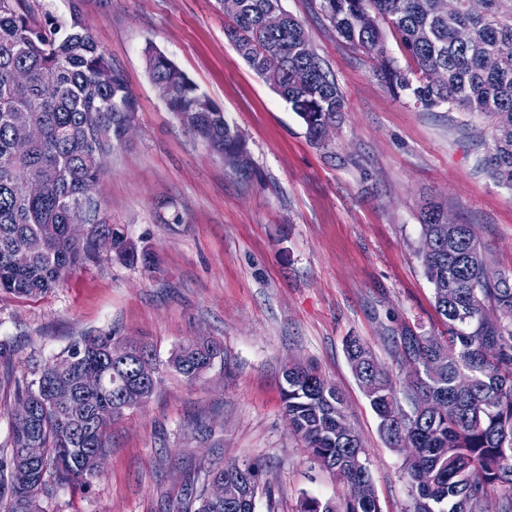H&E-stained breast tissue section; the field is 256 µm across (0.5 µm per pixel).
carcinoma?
<instances>
[{
    "instance_id": "1",
    "label": "carcinoma",
    "mask_w": 512,
    "mask_h": 512,
    "mask_svg": "<svg viewBox=\"0 0 512 512\" xmlns=\"http://www.w3.org/2000/svg\"><path fill=\"white\" fill-rule=\"evenodd\" d=\"M282 0H234L224 11V32L248 66L306 126L309 140L324 146L321 128L336 121L344 97L314 52L304 26L286 14L271 31L264 16ZM318 9L337 36L362 49L394 90L426 107L448 106L487 117L491 143L480 166L512 190V0H484L480 13L460 5L441 11L439 0H319ZM400 38L413 66L403 68L387 54L382 26ZM150 77L169 111L214 152L239 157L234 173L247 180L253 165L247 145L224 112L171 59L146 51ZM439 69L443 80L430 82ZM137 102L119 68L99 49L78 14L62 25L34 19L28 0H0V292L27 298L57 287L84 259L95 240L112 238V254L152 271L151 249L139 247L107 222L93 191L105 173L104 158L126 142ZM37 124L41 137L24 154L14 149L15 128ZM30 180L42 191L29 196ZM84 204L90 228L82 239L69 233L70 208ZM422 252L442 336H423L407 327L398 337L401 361L410 367L403 389L387 375L372 378L371 350L358 337L346 340L353 374L379 419L389 444L417 454L404 459L411 489L410 512H512V276L496 269L469 224L448 225V206L428 202L420 212ZM40 237L43 249L24 266L14 252ZM110 334L82 336L44 364L38 377L18 392L32 405L30 421H14L10 450L0 454V512H43L46 476L89 485L99 475L92 459L106 452L112 423L145 405L155 393L160 361L135 344ZM224 357L212 339L191 340L174 350L166 366L195 381ZM85 372H99L97 392L81 388ZM69 381L73 401L55 404L52 385ZM291 429L315 460L346 490L343 502L300 498L297 512H381L365 494L373 483L360 439L343 422L344 398L312 365L296 363L282 388ZM25 448H42L31 462ZM251 476L243 499L214 502L211 481ZM203 478L191 486L173 512H254L262 485L256 462L227 467L200 465Z\"/></svg>"
}]
</instances>
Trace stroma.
<instances>
[{
    "mask_svg": "<svg viewBox=\"0 0 512 512\" xmlns=\"http://www.w3.org/2000/svg\"><path fill=\"white\" fill-rule=\"evenodd\" d=\"M37 19L79 12L139 101L133 133L107 159L97 197L109 223L158 257L155 272L101 250L34 298L0 294V450L10 446L19 387L87 334L149 345L159 360L199 336L224 358L196 381L161 371L143 406L111 430L90 486L49 477L44 512H171L200 462L253 461L270 493L255 512H296L303 495L344 489L291 430L281 382L314 365L344 395L382 512H407L403 455L386 441L349 365L359 337L393 382L406 371L395 338L444 327L421 258L419 210L447 203L498 269L512 275V191L480 167L491 139L477 115L425 108L393 91L373 60L340 39L314 0H282L306 29L345 99L327 149L224 36L218 0H30ZM154 47L224 112L254 165L241 180L169 112L146 64Z\"/></svg>",
    "mask_w": 512,
    "mask_h": 512,
    "instance_id": "1",
    "label": "stroma"
}]
</instances>
